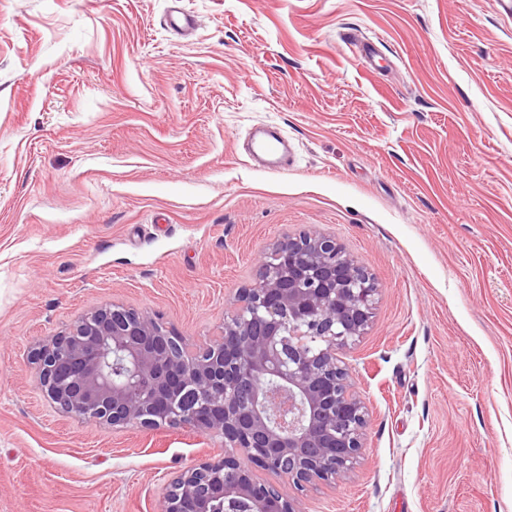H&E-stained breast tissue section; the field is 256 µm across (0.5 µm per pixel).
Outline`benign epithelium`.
Wrapping results in <instances>:
<instances>
[{"label": "benign epithelium", "instance_id": "1", "mask_svg": "<svg viewBox=\"0 0 512 512\" xmlns=\"http://www.w3.org/2000/svg\"><path fill=\"white\" fill-rule=\"evenodd\" d=\"M376 291L336 238L286 236L234 295L221 338L193 354L148 313L112 303L47 337L32 360L65 415L224 439V453L170 480L157 512H215L218 501L224 512H302L257 471L285 477L299 492L352 473L371 411L340 353L366 330Z\"/></svg>", "mask_w": 512, "mask_h": 512}]
</instances>
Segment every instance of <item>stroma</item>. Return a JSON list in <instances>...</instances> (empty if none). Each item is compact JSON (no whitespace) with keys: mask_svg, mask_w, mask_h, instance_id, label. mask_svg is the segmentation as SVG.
<instances>
[{"mask_svg":"<svg viewBox=\"0 0 512 512\" xmlns=\"http://www.w3.org/2000/svg\"><path fill=\"white\" fill-rule=\"evenodd\" d=\"M261 122L288 172L250 159ZM312 230L378 288L344 351L371 418L354 474L283 491L302 512H512V11L0 0V512H155L220 454L196 429L63 417L30 351L112 302L196 351L269 245Z\"/></svg>","mask_w":512,"mask_h":512,"instance_id":"stroma-1","label":"stroma"}]
</instances>
